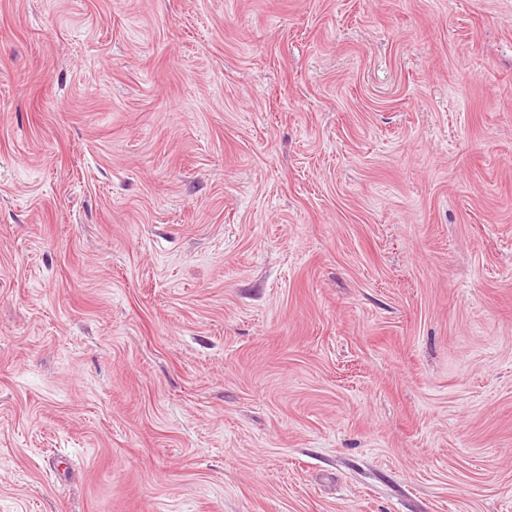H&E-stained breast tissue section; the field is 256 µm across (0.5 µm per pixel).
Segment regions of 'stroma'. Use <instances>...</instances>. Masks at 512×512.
Segmentation results:
<instances>
[{
	"instance_id": "35a3bbf8",
	"label": "stroma",
	"mask_w": 512,
	"mask_h": 512,
	"mask_svg": "<svg viewBox=\"0 0 512 512\" xmlns=\"http://www.w3.org/2000/svg\"><path fill=\"white\" fill-rule=\"evenodd\" d=\"M0 512H512V0H0Z\"/></svg>"
}]
</instances>
